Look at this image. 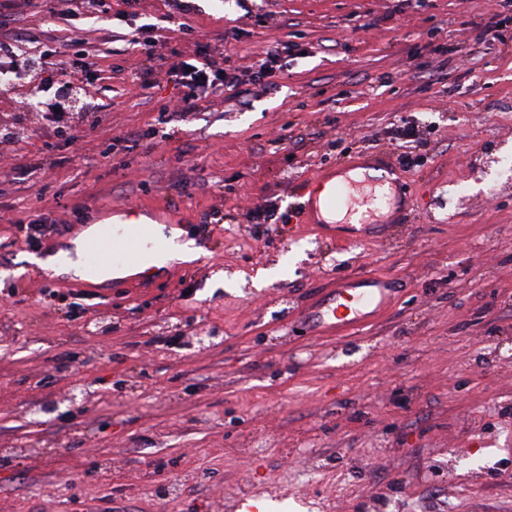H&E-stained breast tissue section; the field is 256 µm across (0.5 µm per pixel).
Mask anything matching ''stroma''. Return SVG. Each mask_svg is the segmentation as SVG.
Returning <instances> with one entry per match:
<instances>
[{
    "label": "stroma",
    "instance_id": "1",
    "mask_svg": "<svg viewBox=\"0 0 512 512\" xmlns=\"http://www.w3.org/2000/svg\"><path fill=\"white\" fill-rule=\"evenodd\" d=\"M173 2L0 9V34L37 35L30 59L87 54L98 89L78 143L36 122L0 140V512H512V40L474 41L487 0ZM284 42L273 81L184 121L160 116L165 79L130 84L149 51L198 44L245 72ZM404 120L427 141L397 171L409 223L354 247L307 224L300 190L396 160ZM104 204L157 211L199 258L145 286L33 278L67 214ZM270 204L277 223H252ZM54 219L46 241L21 230ZM363 274L393 281L386 310L299 334L303 307ZM443 449L489 467L430 471Z\"/></svg>",
    "mask_w": 512,
    "mask_h": 512
}]
</instances>
